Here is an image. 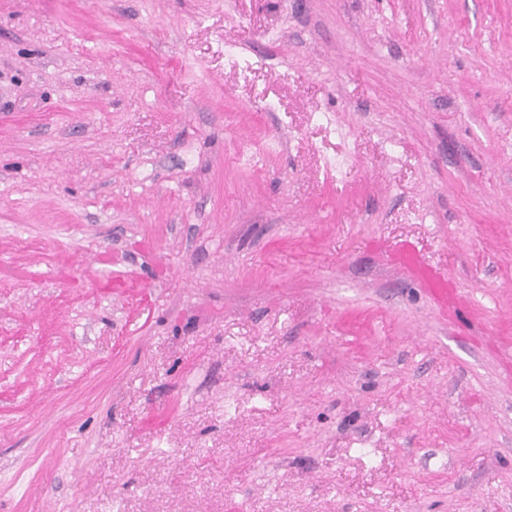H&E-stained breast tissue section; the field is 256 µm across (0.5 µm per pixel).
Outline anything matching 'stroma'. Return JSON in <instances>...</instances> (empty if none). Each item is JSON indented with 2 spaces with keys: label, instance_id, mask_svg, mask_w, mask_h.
<instances>
[{
  "label": "stroma",
  "instance_id": "stroma-1",
  "mask_svg": "<svg viewBox=\"0 0 512 512\" xmlns=\"http://www.w3.org/2000/svg\"><path fill=\"white\" fill-rule=\"evenodd\" d=\"M0 512H512V0H0ZM400 265L418 282L434 293L443 302H447L453 294L448 280L425 265L411 248L404 247L397 253Z\"/></svg>",
  "mask_w": 512,
  "mask_h": 512
}]
</instances>
